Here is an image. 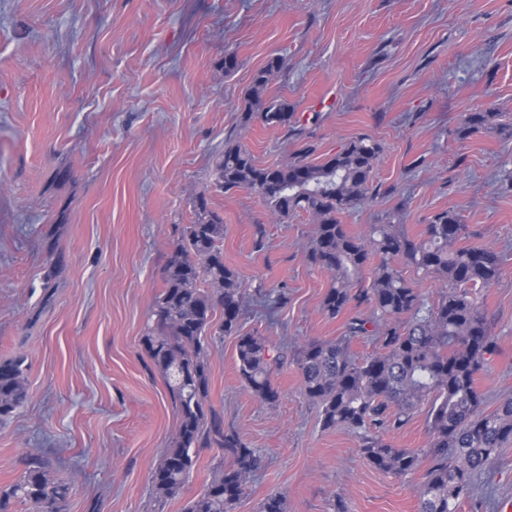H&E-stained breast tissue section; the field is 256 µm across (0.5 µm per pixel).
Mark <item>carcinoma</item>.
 Here are the masks:
<instances>
[{
    "mask_svg": "<svg viewBox=\"0 0 512 512\" xmlns=\"http://www.w3.org/2000/svg\"><path fill=\"white\" fill-rule=\"evenodd\" d=\"M283 66L275 55L254 73L243 125L257 120L301 134L294 106L286 99L265 98L269 82ZM499 117L498 112H466L458 135L466 139L497 129L512 137V123H500ZM315 152L305 142L291 161L267 166L242 143L229 141L215 161L212 179L225 192H255L278 223L300 212L312 215L316 224L307 257L330 274L322 310L336 318L355 301L368 304L370 314L347 318L342 336L307 341L291 356L271 346L268 338L243 330L249 297L272 309L285 303V293L273 297L261 288L248 293L237 271L224 263L223 217L199 197L195 221L184 225L168 258L155 300L156 320L142 336L179 416L174 441L152 472L153 489L162 499L179 494L198 450L218 448L221 462L212 468L203 490L186 502L184 512H235L249 478L263 466L261 450L224 431V419L208 406L207 338L228 335L237 338L242 389L276 406L283 394L273 375L294 363L301 393L317 409L322 429L352 432L363 459L386 474L399 479L421 474L419 512H460L476 478L512 441V398L488 412L477 387L478 374L497 352L477 294L498 281L502 255L486 245L465 243L467 225L453 210L434 214L420 240L397 231L394 224H373L362 237L349 234L339 215L369 198L381 145L359 136L317 161L312 159ZM397 258L431 275L434 303L403 276ZM368 269V285L355 289ZM364 337L373 339L376 350L359 360L351 343ZM27 369L23 354L0 360L1 420L24 405ZM422 409L427 413V447L398 448L386 440ZM70 490L68 479L33 455L20 479L0 491V512H11L15 501L28 505L29 512H40L43 504L64 503ZM256 512H286L283 495L269 493Z\"/></svg>",
    "mask_w": 512,
    "mask_h": 512,
    "instance_id": "1",
    "label": "carcinoma"
}]
</instances>
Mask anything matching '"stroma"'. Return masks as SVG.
Returning <instances> with one entry per match:
<instances>
[{"label": "stroma", "mask_w": 512, "mask_h": 512, "mask_svg": "<svg viewBox=\"0 0 512 512\" xmlns=\"http://www.w3.org/2000/svg\"><path fill=\"white\" fill-rule=\"evenodd\" d=\"M272 55L285 64L267 94L294 105L302 136L240 122ZM485 111L512 122V0H0V358L28 364L27 400L0 422V488L37 455L72 479L66 512H183L203 489L214 448L177 497L152 488L179 416L141 343L198 196L247 288L286 291L275 314L248 305L245 330L292 351L342 335L321 308L330 275L308 261V215L274 224L255 193L215 187L230 140L273 165L305 141L324 154L370 136L382 152L371 197L341 217L350 234L393 224L418 240L452 209L471 243L503 253L479 295L499 351L478 387L490 411L512 397V138L456 135ZM209 363L225 430L266 455L235 512L273 491L286 512H418V478L373 469L357 437L322 429L295 365L275 375L271 407L241 390L235 337H213ZM510 500L512 443L461 512Z\"/></svg>", "instance_id": "35a3bbf8"}]
</instances>
